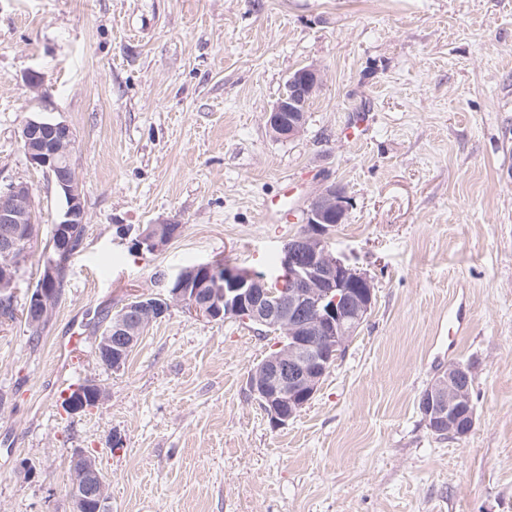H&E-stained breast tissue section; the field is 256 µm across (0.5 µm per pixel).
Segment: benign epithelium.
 <instances>
[{"label":"benign epithelium","mask_w":512,"mask_h":512,"mask_svg":"<svg viewBox=\"0 0 512 512\" xmlns=\"http://www.w3.org/2000/svg\"><path fill=\"white\" fill-rule=\"evenodd\" d=\"M322 84L321 70L302 67L289 77L286 89L266 113V124L282 139L299 136L305 127L307 105ZM20 141L28 162L43 170L54 184L65 207L54 224L39 285L25 304V316L36 325L51 315L60 294L58 283L66 276L67 262L77 251L72 225L85 223L79 182L72 165L75 134L64 121L29 119L21 127ZM32 196L23 182L0 190V303L14 300L19 267L35 235ZM348 201L345 188L331 184L309 203L304 213V232L282 249L281 267L288 273V287H269L265 275L235 270L220 278L211 264L184 269L175 277L169 296L138 295L101 327L96 345L97 360L113 371L123 368L147 327L161 319L176 303L190 316L209 321L232 316L262 329L276 328L282 340L249 374V392L262 404L273 426L295 418L316 394L350 337L364 323L372 308L371 278L327 252L325 243L333 224L345 223ZM172 237L153 226L141 233L134 245L158 251ZM470 368L448 365L442 376L422 396L420 412L430 426L438 425L461 438L473 429L476 406L464 383ZM65 408L81 412L105 400L104 390L93 380L73 389ZM83 466L73 480L72 512H108L106 476L96 459L81 448L72 452Z\"/></svg>","instance_id":"7a95c632"}]
</instances>
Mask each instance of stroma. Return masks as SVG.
Wrapping results in <instances>:
<instances>
[{
    "label": "stroma",
    "mask_w": 512,
    "mask_h": 512,
    "mask_svg": "<svg viewBox=\"0 0 512 512\" xmlns=\"http://www.w3.org/2000/svg\"><path fill=\"white\" fill-rule=\"evenodd\" d=\"M307 65L305 128L274 138L265 114ZM29 119L73 128L86 224L39 343L0 324V512H70L76 448L109 512H512V0H0V188L30 185L39 228L19 309L63 210L23 152ZM333 183L329 250L374 299L299 416L272 426L250 395L278 337L232 317L175 305L121 370L97 361L101 314L186 267L279 275ZM275 202L290 221L265 223ZM148 224L181 232L141 251ZM455 362L477 409L463 439L418 408ZM87 379L104 404L66 412Z\"/></svg>",
    "instance_id": "35a3bbf8"
}]
</instances>
